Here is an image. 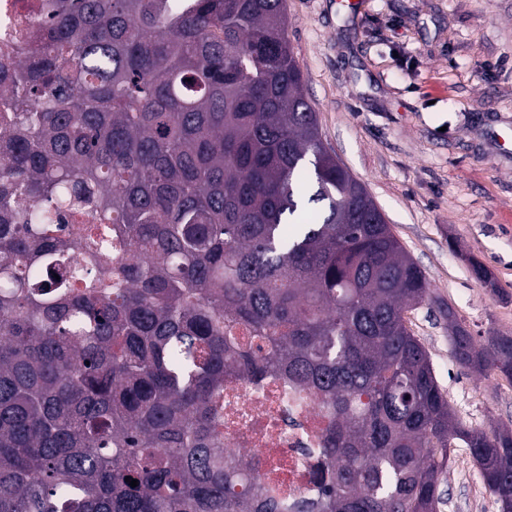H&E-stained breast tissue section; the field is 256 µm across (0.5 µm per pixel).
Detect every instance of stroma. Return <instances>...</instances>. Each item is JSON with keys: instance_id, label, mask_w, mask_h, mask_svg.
<instances>
[{"instance_id": "obj_1", "label": "stroma", "mask_w": 512, "mask_h": 512, "mask_svg": "<svg viewBox=\"0 0 512 512\" xmlns=\"http://www.w3.org/2000/svg\"><path fill=\"white\" fill-rule=\"evenodd\" d=\"M284 4L325 146L457 322L480 342L512 334V0ZM405 320L466 427L512 423V380L461 367L429 305ZM441 488L442 512H498L463 442Z\"/></svg>"}]
</instances>
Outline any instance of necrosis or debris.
Instances as JSON below:
<instances>
[{"mask_svg":"<svg viewBox=\"0 0 512 512\" xmlns=\"http://www.w3.org/2000/svg\"><path fill=\"white\" fill-rule=\"evenodd\" d=\"M44 0H0V68L22 62L37 41L43 23ZM326 420L293 385L271 376L253 382L236 374L224 378V419L215 431L231 451L261 460L286 484L289 494L305 497L323 445Z\"/></svg>","mask_w":512,"mask_h":512,"instance_id":"obj_1","label":"necrosis or debris"}]
</instances>
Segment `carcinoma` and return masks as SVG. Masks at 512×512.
<instances>
[{
    "label": "carcinoma",
    "instance_id": "carcinoma-1",
    "mask_svg": "<svg viewBox=\"0 0 512 512\" xmlns=\"http://www.w3.org/2000/svg\"><path fill=\"white\" fill-rule=\"evenodd\" d=\"M45 9L0 73V512H439L454 440L512 512V431L464 427L407 328L453 312L326 149L284 0ZM450 342L512 379V335ZM230 372L319 402L314 497L226 455Z\"/></svg>",
    "mask_w": 512,
    "mask_h": 512
}]
</instances>
